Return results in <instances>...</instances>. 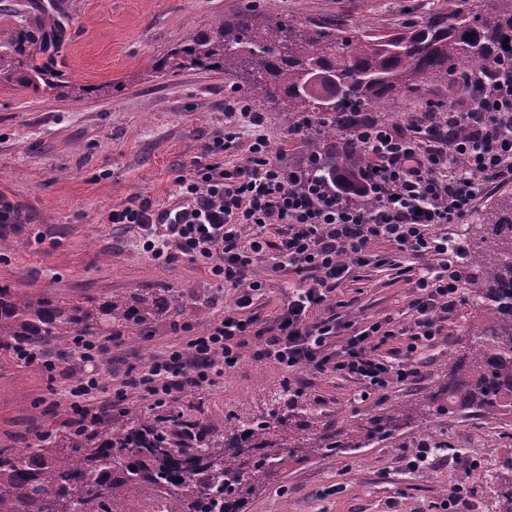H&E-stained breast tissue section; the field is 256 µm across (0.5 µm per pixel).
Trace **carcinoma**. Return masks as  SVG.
I'll return each mask as SVG.
<instances>
[{
	"label": "carcinoma",
	"mask_w": 512,
	"mask_h": 512,
	"mask_svg": "<svg viewBox=\"0 0 512 512\" xmlns=\"http://www.w3.org/2000/svg\"><path fill=\"white\" fill-rule=\"evenodd\" d=\"M423 22L393 34L345 30L303 22L277 12V0L216 21L174 49L160 66L211 68L236 76L239 88L267 101L288 121L304 149L298 164L326 180L369 164L354 139L362 121H380L378 109L455 72L476 78L512 57V0H445ZM57 20L49 14L29 31L23 25L0 42V73L20 83L60 86L54 73L33 63L24 44L42 53L53 47ZM335 78L332 86L314 80ZM479 236L465 259L472 269L467 291L481 310L467 331L462 353L448 365L446 381L418 404H399L360 427V435H296L273 441L262 417H237L222 432L150 416L103 413L89 426L67 425L40 448H0V512H110L106 502L132 494L158 498L164 512H239L271 480L283 461L313 441L332 455L365 439L389 435L425 414L512 415V192H502L479 219ZM181 309L170 289L63 301L0 287V355H33L73 336L125 329L140 336L155 318Z\"/></svg>",
	"instance_id": "obj_1"
}]
</instances>
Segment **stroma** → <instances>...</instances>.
<instances>
[{
	"label": "stroma",
	"instance_id": "1",
	"mask_svg": "<svg viewBox=\"0 0 512 512\" xmlns=\"http://www.w3.org/2000/svg\"><path fill=\"white\" fill-rule=\"evenodd\" d=\"M251 0H15L0 11V29L57 8L67 16L71 39L58 53L74 92L39 86L23 89L0 76V199L22 211L26 222L0 248V286L68 300L87 296L172 289L182 313L161 317L146 335L98 342L106 365L78 358L62 363L45 348L29 362L0 358V448L41 445L46 434L75 413L71 391L87 375L101 388L86 400L95 410L177 418L223 427L226 419L269 417L273 391L291 386V420L348 431L394 405L415 403L442 384L477 315L462 299L448 318V336L418 352L417 380L371 390L332 372L295 376L243 352L236 367L212 385L188 388L156 405L144 387L126 382L164 358L233 309L238 296L218 286L209 265L180 257L160 265L138 245L136 228L111 224L107 214L135 196L162 207L172 201L176 178L204 141L223 131L224 104L233 76L202 69H160L158 60L235 13ZM284 14L301 20L370 26L389 34L422 22L442 0H279ZM458 86L430 83L417 94L394 97L385 107L392 124L426 111L428 102L460 99ZM263 288L248 314L269 324L286 302L296 275L279 266L275 253L255 263ZM414 293L386 269L336 290L348 320L364 324L402 320ZM57 359L55 370L43 362ZM442 444L444 458L415 472L406 456L420 441ZM512 479V421L473 414L424 415L391 436L330 456L315 454L287 464L243 512H444L457 484L472 489L470 512H498L497 490Z\"/></svg>",
	"mask_w": 512,
	"mask_h": 512
}]
</instances>
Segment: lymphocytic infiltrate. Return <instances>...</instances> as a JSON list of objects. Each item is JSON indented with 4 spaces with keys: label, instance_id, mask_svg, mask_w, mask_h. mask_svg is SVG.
Instances as JSON below:
<instances>
[{
    "label": "lymphocytic infiltrate",
    "instance_id": "obj_1",
    "mask_svg": "<svg viewBox=\"0 0 512 512\" xmlns=\"http://www.w3.org/2000/svg\"><path fill=\"white\" fill-rule=\"evenodd\" d=\"M456 83L466 100L449 106L447 115L423 112L402 124L357 126L368 166L325 182L272 155L260 116L235 98L224 110L237 122L204 142L176 180L175 223L162 225L163 210L144 197L109 213L108 223L137 227L153 260L181 255L208 263L220 284L241 292L235 309L203 335L147 367L139 382L157 403L235 367L247 348L259 363L291 373L331 371L372 389L415 380V353L444 336L465 284L459 251L449 248L444 228L463 220L481 192L512 182V59L496 74L460 76ZM364 197L373 208L361 206ZM379 242L390 251L375 253ZM271 249L299 285L261 328L240 311L261 290L251 268ZM409 255L422 259L419 270L405 265ZM382 267L416 288L405 322L387 319L356 330L336 312L310 321L311 308L344 281ZM398 336L411 342L407 355L392 362L379 350Z\"/></svg>",
    "mask_w": 512,
    "mask_h": 512
}]
</instances>
